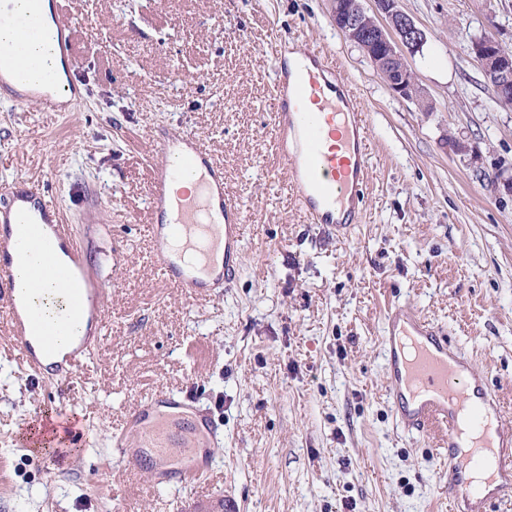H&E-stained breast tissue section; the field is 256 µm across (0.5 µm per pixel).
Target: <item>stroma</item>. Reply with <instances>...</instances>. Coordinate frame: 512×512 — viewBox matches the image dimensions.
<instances>
[{"mask_svg":"<svg viewBox=\"0 0 512 512\" xmlns=\"http://www.w3.org/2000/svg\"><path fill=\"white\" fill-rule=\"evenodd\" d=\"M426 41L408 61L423 96L397 98L332 19V0H68L81 101L67 112L0 103V188L23 177L60 206L103 281L104 342L78 379L32 381L0 327V512H449L445 451L397 426L384 311L443 327L512 425V107L467 47L512 48V0H399ZM227 35H220V28ZM321 49L366 119L369 178L343 238L309 223L274 153L267 30ZM191 133L245 211L241 271L186 300L151 266L147 190L156 132ZM471 145L454 151L451 140ZM125 265L113 272V245ZM179 409L137 429L145 399ZM85 436L64 454L28 442L58 410ZM219 418L218 440L199 427ZM155 448L174 477L206 447L207 478L179 489L130 470L116 443Z\"/></svg>","mask_w":512,"mask_h":512,"instance_id":"stroma-1","label":"stroma"}]
</instances>
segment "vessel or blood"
Listing matches in <instances>:
<instances>
[{
  "mask_svg": "<svg viewBox=\"0 0 512 512\" xmlns=\"http://www.w3.org/2000/svg\"><path fill=\"white\" fill-rule=\"evenodd\" d=\"M63 0H52L56 48L68 66L74 28L64 17ZM9 24L15 54L0 57V70H25L17 52L42 34L35 16L13 17ZM273 73L277 100L278 156L286 169L295 200L308 221L350 233L360 219V192L368 179L365 124L348 78L321 52L307 49L300 72L288 68L287 41L276 36ZM316 102L317 111L307 109ZM153 149L164 163L153 169L149 204L153 265L159 278L187 300L198 301L230 287L240 271L245 215L224 186V169L192 135H158ZM197 175L195 192L174 193L184 174ZM41 242L35 268L22 273L23 247ZM64 281L71 287V313L90 315L104 326L103 304L85 309L83 299L101 296L98 277L86 268L79 240L63 224L56 201L25 178L0 189V313L18 346L30 377L44 371L67 380L83 366L90 340L60 350L63 326L34 312L38 284ZM386 389L401 429L411 435L440 433L447 449L448 495L453 512H485L487 500L512 501V428L504 425L500 406L471 370L466 358L453 352L436 324L405 305L384 314ZM485 474L495 490L482 496L473 480Z\"/></svg>",
  "mask_w": 512,
  "mask_h": 512,
  "instance_id": "b4317fda",
  "label": "vessel or blood"
}]
</instances>
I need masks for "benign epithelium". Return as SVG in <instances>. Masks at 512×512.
Masks as SVG:
<instances>
[{
  "mask_svg": "<svg viewBox=\"0 0 512 512\" xmlns=\"http://www.w3.org/2000/svg\"><path fill=\"white\" fill-rule=\"evenodd\" d=\"M374 12H368L362 0H353L346 14L334 18L336 28L343 37L363 48L366 56L375 62L377 72L386 77L392 93L405 100L418 99L421 89L411 71L405 52L419 51L425 42L424 31L398 7V0H374ZM468 52L481 69L498 77L499 102L512 106V97L505 87L512 83V68L495 39L474 40Z\"/></svg>",
  "mask_w": 512,
  "mask_h": 512,
  "instance_id": "7a95c632",
  "label": "benign epithelium"
}]
</instances>
